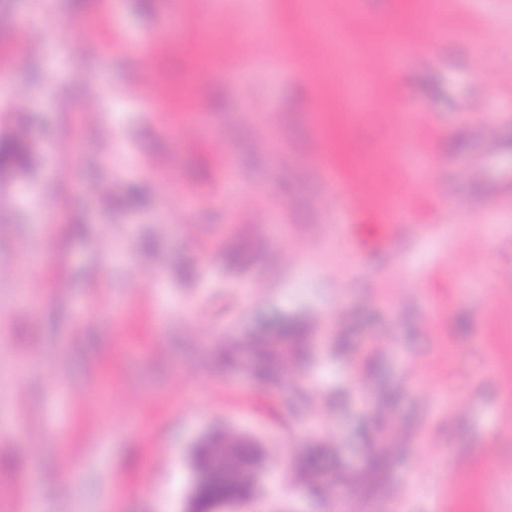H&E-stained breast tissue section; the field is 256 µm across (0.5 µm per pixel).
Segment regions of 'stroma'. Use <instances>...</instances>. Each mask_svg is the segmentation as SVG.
Here are the masks:
<instances>
[{"label":"stroma","instance_id":"35a3bbf8","mask_svg":"<svg viewBox=\"0 0 512 512\" xmlns=\"http://www.w3.org/2000/svg\"><path fill=\"white\" fill-rule=\"evenodd\" d=\"M309 3L0 0V512H512V0ZM26 147L23 140H13L0 145V171H9L26 160ZM258 355V372L264 377L274 376L283 366V361L277 352L267 349L265 345L256 347ZM236 447L235 448H224V463L226 462V457L228 455L234 457L239 464V472L237 482H228L224 485V480H220L219 478H211L206 475L205 482L200 487L199 493V501L200 506H205L209 500L215 495L219 494L224 490V495H233L239 492L246 484L247 481L250 480V472L251 470L248 468L250 463L252 462V455L250 448L247 445L232 443ZM256 482L251 488V480L248 485V493L247 495L235 499H227L226 501L217 503L213 508L208 509L209 512H221L223 511L224 503L232 504V503H242L245 502L249 496L253 497L256 494Z\"/></svg>","mask_w":512,"mask_h":512}]
</instances>
